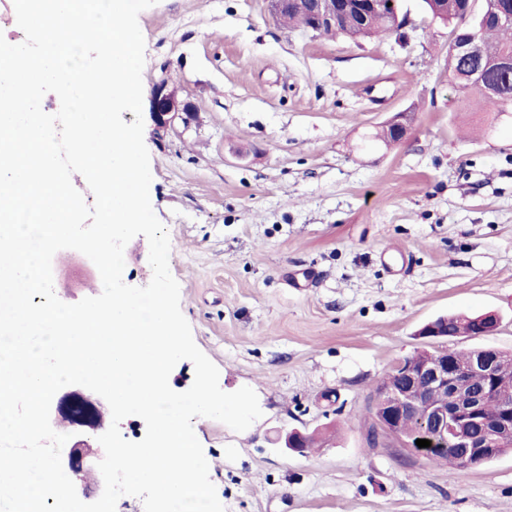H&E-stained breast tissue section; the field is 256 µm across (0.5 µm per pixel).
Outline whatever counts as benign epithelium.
<instances>
[{
    "label": "benign epithelium",
    "mask_w": 512,
    "mask_h": 512,
    "mask_svg": "<svg viewBox=\"0 0 512 512\" xmlns=\"http://www.w3.org/2000/svg\"><path fill=\"white\" fill-rule=\"evenodd\" d=\"M274 14L289 7L305 11L313 28L336 27V22L352 13L367 19L379 13L381 0H270ZM469 35L452 44L461 57L472 54L479 29L465 24ZM194 116L193 105L179 98L178 91L165 79L155 84L151 97L150 117L153 134L162 140L178 123L187 124ZM501 352L491 348L477 350L468 361L460 362L446 349H435L427 360L400 364L404 383L381 386L374 392L371 405L372 431L375 437H395L404 417L417 415L423 419V431L433 437L451 438L455 446L453 462L473 468L495 445L512 442V376L497 371ZM483 376L487 384L469 389L464 380ZM444 395L441 402L430 401V391ZM496 398L502 403L498 419L488 422L482 417L485 403ZM107 402L83 386L58 392L52 399L50 422H68L71 447L61 454L64 471L78 480L86 475H99L97 464L104 454L92 441L107 429L103 409ZM304 434L292 430L285 433L283 449L302 453Z\"/></svg>",
    "instance_id": "obj_1"
}]
</instances>
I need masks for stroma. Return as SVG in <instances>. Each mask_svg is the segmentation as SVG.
I'll use <instances>...</instances> for the list:
<instances>
[{"mask_svg": "<svg viewBox=\"0 0 512 512\" xmlns=\"http://www.w3.org/2000/svg\"><path fill=\"white\" fill-rule=\"evenodd\" d=\"M410 23L353 41L283 26L269 0H158L143 109L168 79L197 113L156 139L151 205L169 268L219 386L252 388L262 416L233 431L193 421L225 512H512V453L454 479L367 441L369 407L401 359L436 349L421 325L497 313L448 348L512 352V112L448 79V29L420 0ZM398 143L376 134L397 113ZM57 297L102 291L56 255ZM321 432L305 453L283 431Z\"/></svg>", "mask_w": 512, "mask_h": 512, "instance_id": "obj_1", "label": "stroma"}]
</instances>
